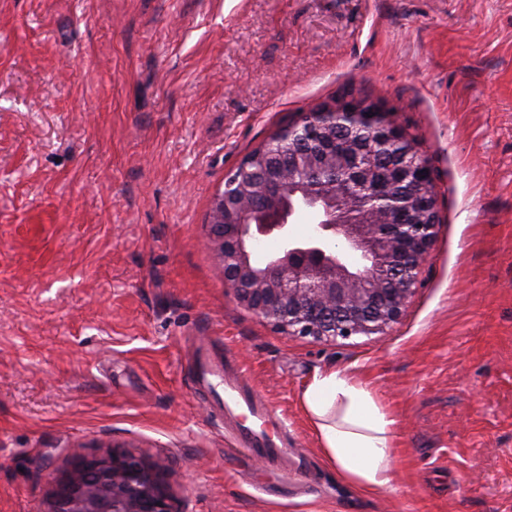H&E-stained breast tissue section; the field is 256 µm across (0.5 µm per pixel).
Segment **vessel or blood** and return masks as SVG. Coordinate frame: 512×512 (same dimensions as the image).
Instances as JSON below:
<instances>
[{"label": "vessel or blood", "mask_w": 512, "mask_h": 512, "mask_svg": "<svg viewBox=\"0 0 512 512\" xmlns=\"http://www.w3.org/2000/svg\"><path fill=\"white\" fill-rule=\"evenodd\" d=\"M193 382L198 393L212 396L213 413L233 447L267 461L285 480L306 471L308 455L289 439L284 420L255 392L242 367L202 350Z\"/></svg>", "instance_id": "obj_1"}]
</instances>
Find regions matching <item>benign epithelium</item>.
I'll list each match as a JSON object with an SVG mask.
<instances>
[{
	"label": "benign epithelium",
	"instance_id": "7a95c632",
	"mask_svg": "<svg viewBox=\"0 0 512 512\" xmlns=\"http://www.w3.org/2000/svg\"><path fill=\"white\" fill-rule=\"evenodd\" d=\"M309 116L279 128L277 138L319 142L369 126L374 146L392 162L383 168L350 154L331 170L354 186L343 197L298 182L311 159L297 152L284 175H263V203L224 192L213 197L207 245L237 304L275 330L324 342L381 334L403 316L437 235L434 171L389 110L351 91ZM303 212L315 225L298 239L288 218ZM269 236L279 247L257 265L254 248ZM350 253L363 264H349ZM165 471L164 461L116 446L94 455L72 448L69 467L51 483L48 512H179Z\"/></svg>",
	"mask_w": 512,
	"mask_h": 512
}]
</instances>
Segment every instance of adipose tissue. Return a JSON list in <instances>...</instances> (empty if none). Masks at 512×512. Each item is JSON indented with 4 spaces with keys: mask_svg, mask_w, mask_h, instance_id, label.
<instances>
[{
    "mask_svg": "<svg viewBox=\"0 0 512 512\" xmlns=\"http://www.w3.org/2000/svg\"><path fill=\"white\" fill-rule=\"evenodd\" d=\"M320 448L339 475L364 493L391 491L396 421L352 376L316 371L302 393Z\"/></svg>",
    "mask_w": 512,
    "mask_h": 512,
    "instance_id": "1",
    "label": "adipose tissue"
}]
</instances>
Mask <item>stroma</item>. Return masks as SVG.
<instances>
[{"label":"stroma","mask_w":512,"mask_h":512,"mask_svg":"<svg viewBox=\"0 0 512 512\" xmlns=\"http://www.w3.org/2000/svg\"><path fill=\"white\" fill-rule=\"evenodd\" d=\"M435 174L421 285L385 333L291 337L206 245L225 173L344 89ZM243 367L313 490L231 451L196 353ZM397 421L392 491L326 460L316 369ZM164 460L186 512H512V0H0V512H46L69 451Z\"/></svg>","instance_id":"1"}]
</instances>
